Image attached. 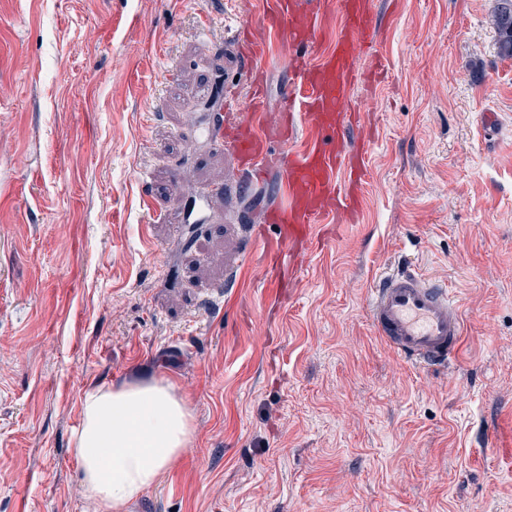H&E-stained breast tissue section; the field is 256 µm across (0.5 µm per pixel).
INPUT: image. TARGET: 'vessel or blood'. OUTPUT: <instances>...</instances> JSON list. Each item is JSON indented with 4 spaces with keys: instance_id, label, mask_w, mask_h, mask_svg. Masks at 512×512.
<instances>
[{
    "instance_id": "1",
    "label": "vessel or blood",
    "mask_w": 512,
    "mask_h": 512,
    "mask_svg": "<svg viewBox=\"0 0 512 512\" xmlns=\"http://www.w3.org/2000/svg\"><path fill=\"white\" fill-rule=\"evenodd\" d=\"M249 31L246 57L252 80H259L260 67L270 58L269 36L280 37L286 48H315L318 55L313 63L290 57L284 112L270 114L254 100L243 122L225 121L220 112L213 117L222 129L221 145L237 166L283 173L285 201L265 217L277 227L275 239L249 238L250 249L262 251L272 264L263 286L275 301L301 274L296 251L323 243L330 220H360L375 132L350 111L349 102L356 62L378 45L379 35L372 0H264ZM299 128L308 133L301 149L281 152L280 144ZM368 306L378 335L411 365L441 367L458 360L463 310L445 284L426 278L414 265L380 274Z\"/></svg>"
}]
</instances>
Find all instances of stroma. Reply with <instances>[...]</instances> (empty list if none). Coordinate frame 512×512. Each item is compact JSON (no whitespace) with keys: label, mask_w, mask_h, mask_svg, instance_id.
<instances>
[{"label":"stroma","mask_w":512,"mask_h":512,"mask_svg":"<svg viewBox=\"0 0 512 512\" xmlns=\"http://www.w3.org/2000/svg\"><path fill=\"white\" fill-rule=\"evenodd\" d=\"M263 0H0V512H95L81 397L172 384L193 441L127 512H512V59L495 0H374L385 82L364 214L263 295L281 176L247 179L204 91L244 117L230 27ZM493 124H485V114ZM222 198L200 203L199 185ZM446 284L462 354L429 371L369 320L375 273ZM249 265L251 285H224ZM490 21L497 35L498 53L512 58V0H496Z\"/></svg>","instance_id":"35a3bbf8"}]
</instances>
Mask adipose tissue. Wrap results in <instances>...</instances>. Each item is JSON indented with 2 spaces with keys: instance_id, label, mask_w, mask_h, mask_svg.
Returning <instances> with one entry per match:
<instances>
[{
  "instance_id": "adipose-tissue-1",
  "label": "adipose tissue",
  "mask_w": 512,
  "mask_h": 512,
  "mask_svg": "<svg viewBox=\"0 0 512 512\" xmlns=\"http://www.w3.org/2000/svg\"><path fill=\"white\" fill-rule=\"evenodd\" d=\"M81 408L74 455L96 512H124L193 440L187 403L157 380L88 389Z\"/></svg>"
}]
</instances>
